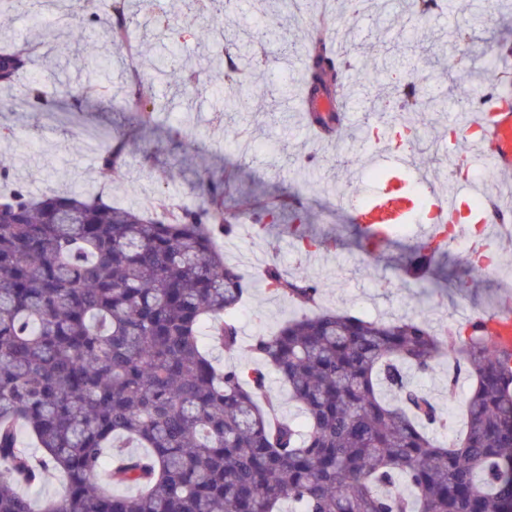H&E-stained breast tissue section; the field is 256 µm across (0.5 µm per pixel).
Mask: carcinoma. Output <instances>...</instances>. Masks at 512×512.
I'll use <instances>...</instances> for the list:
<instances>
[{"label":"carcinoma","instance_id":"obj_1","mask_svg":"<svg viewBox=\"0 0 512 512\" xmlns=\"http://www.w3.org/2000/svg\"><path fill=\"white\" fill-rule=\"evenodd\" d=\"M447 6L413 0L421 14ZM127 10L128 0H84L83 23L62 26L79 44L102 25L124 51ZM235 58L227 53L209 82L236 83ZM341 58L324 21L310 33L311 94L337 91ZM31 64L22 49L1 50L0 86ZM158 68L179 78V52ZM62 86L75 103L103 95L90 78ZM140 86L130 84L128 99L147 127L156 104ZM31 100L56 112L34 78L20 104ZM419 109L415 79L400 106L382 105L416 145L402 114ZM89 137L105 141L98 163L112 174L121 149L106 132ZM0 181L12 183L0 195V512H33L19 486L52 472L66 489L41 512H512V356L491 337L326 308L254 337L248 351L261 366H221L212 348L240 347L239 311L255 287L218 245L237 230L224 206L230 177L207 176L192 207L150 214L100 192L34 197L7 167ZM266 210L304 223L286 197ZM435 261L422 244L405 276L435 280ZM260 286L304 309L320 295L314 277L288 279L275 264ZM444 357L453 364L448 399L457 374L471 382L465 430L447 443L426 432L443 410L408 378ZM269 371L297 415H279ZM21 427L36 452L20 448ZM104 463L111 484L138 493L97 484Z\"/></svg>","mask_w":512,"mask_h":512}]
</instances>
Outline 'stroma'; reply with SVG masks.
Returning a JSON list of instances; mask_svg holds the SVG:
<instances>
[{
    "label": "stroma",
    "instance_id": "35a3bbf8",
    "mask_svg": "<svg viewBox=\"0 0 512 512\" xmlns=\"http://www.w3.org/2000/svg\"><path fill=\"white\" fill-rule=\"evenodd\" d=\"M318 10L334 18L333 43L349 63L340 79L350 117L333 136L312 139L304 132L306 114L287 108L286 100L296 94L310 20ZM221 23L223 40L207 39L216 23L189 9L184 0H150L133 16L130 31L139 47L143 90L159 106L145 129L124 104L123 62L102 32L90 33L76 47L57 30L35 28L27 9L0 13V45L15 39L34 43L39 53L31 72L48 94L58 89L55 61L70 60L69 75L76 83L85 79L87 64L112 60L98 74L105 95L86 102L69 122L52 121L25 106L0 112V160L13 167L33 195L101 190L114 204L138 209L162 200H199L204 175L234 174L225 205L238 230L222 243L225 258L255 277L271 261L291 274L310 273L321 284L322 305L329 308L377 320L423 316L438 329L467 314L488 315L512 305V241L494 244L507 275L489 273L467 288L425 290L404 281L402 259L419 244L413 231L400 232L381 258L370 259L358 246L359 226L336 196L340 190L371 185L358 135L379 122L369 102L389 99L394 86L412 75L429 103L417 114L427 144L419 148L397 137L393 148L414 155L417 166L437 175L444 188L458 186L459 177L448 174V118L464 111L474 86L489 85L500 71L497 49L512 48V0H450L449 9L430 15L412 12L407 0H366L358 9L349 0H319L315 6L270 0L265 13L254 8L253 0H224ZM459 28L468 32L465 41L453 36ZM230 43L241 47L242 80L233 90L220 92L207 76L223 65ZM173 46L198 72L197 82L178 92L153 69ZM92 127L127 143L124 162L112 178L101 176L97 150L87 144L84 131ZM282 194L294 196L297 210L309 217L303 238L295 237L288 215L269 217L264 209L244 205L249 196L264 200ZM327 234L335 236V250L308 247V240ZM295 310L286 299L252 289L241 314L243 348L217 350V358L251 369L254 361L246 343L274 331ZM414 381L438 405L454 407L434 432L439 440L451 439L462 426L459 411L469 381L462 378L449 387L444 362Z\"/></svg>",
    "mask_w": 512,
    "mask_h": 512
}]
</instances>
